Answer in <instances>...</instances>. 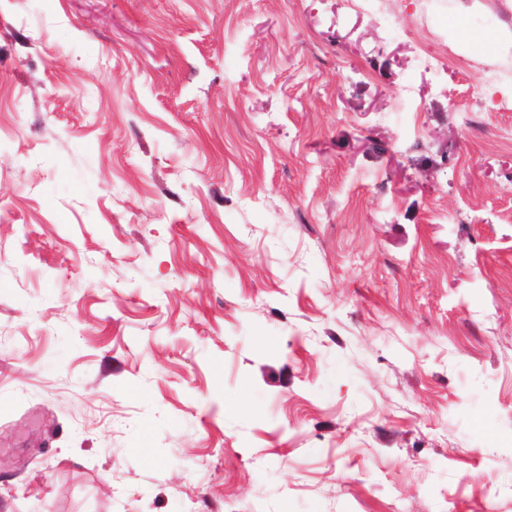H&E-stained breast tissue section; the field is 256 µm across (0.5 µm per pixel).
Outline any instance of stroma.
I'll list each match as a JSON object with an SVG mask.
<instances>
[{
    "instance_id": "obj_1",
    "label": "stroma",
    "mask_w": 512,
    "mask_h": 512,
    "mask_svg": "<svg viewBox=\"0 0 512 512\" xmlns=\"http://www.w3.org/2000/svg\"><path fill=\"white\" fill-rule=\"evenodd\" d=\"M460 10L512 31L0 0V512H512V52ZM453 29L457 38L468 47L483 49L491 57H496L497 36L492 31H478L468 23L453 20Z\"/></svg>"
}]
</instances>
